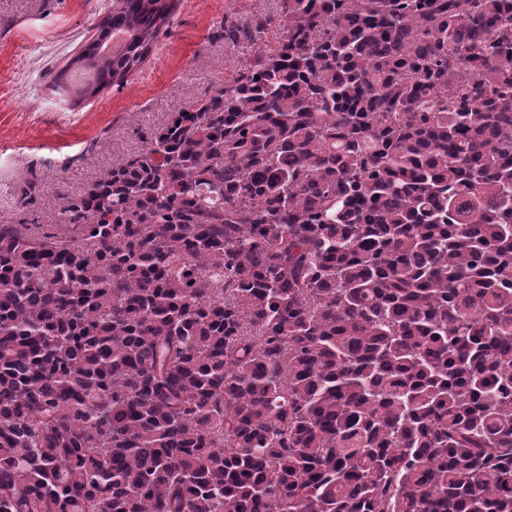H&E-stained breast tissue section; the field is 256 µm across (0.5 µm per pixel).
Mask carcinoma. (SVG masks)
<instances>
[{
    "instance_id": "obj_1",
    "label": "carcinoma",
    "mask_w": 512,
    "mask_h": 512,
    "mask_svg": "<svg viewBox=\"0 0 512 512\" xmlns=\"http://www.w3.org/2000/svg\"><path fill=\"white\" fill-rule=\"evenodd\" d=\"M172 10L112 0L126 51L60 87L122 86ZM282 21L0 224V512H512V0Z\"/></svg>"
}]
</instances>
